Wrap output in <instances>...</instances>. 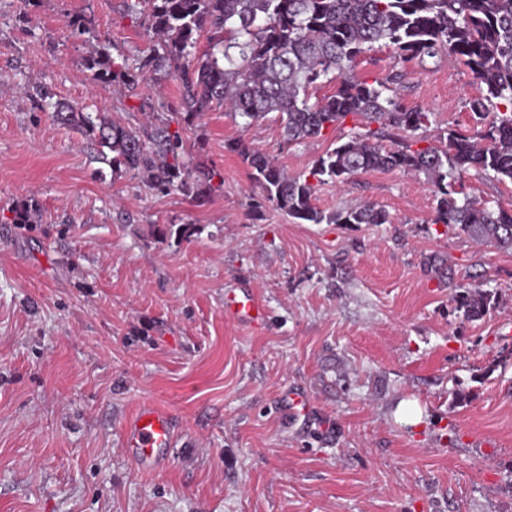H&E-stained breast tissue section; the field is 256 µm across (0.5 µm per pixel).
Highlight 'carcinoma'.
Returning <instances> with one entry per match:
<instances>
[{
  "label": "carcinoma",
  "instance_id": "cac0c4a2",
  "mask_svg": "<svg viewBox=\"0 0 512 512\" xmlns=\"http://www.w3.org/2000/svg\"><path fill=\"white\" fill-rule=\"evenodd\" d=\"M150 7L158 48L152 70L168 68L182 86L188 116L213 104L228 106L248 122L278 113L288 142L319 137L352 117L357 130L319 157L312 175L346 182L376 170L424 175L434 187L437 224H454L479 243L512 249V209H492L462 196L469 170L512 182V0H142ZM208 45L196 51L202 31ZM384 41L406 61L453 56L481 87L469 101L480 129L468 135L450 130L423 148L410 143L386 147L388 129L426 139L429 113L405 107L389 84L352 75L357 58ZM99 76L112 75L108 53L89 57ZM333 94L312 100L322 81ZM56 120L94 146L111 166L145 177L160 194L175 191L203 198L214 173L192 176L182 161L177 133L156 128L142 136L113 122L104 112L50 104ZM266 198L288 216L310 224H386L373 205L324 213L313 204L314 186L290 177L269 156L236 144ZM465 319L482 318L490 294L463 290L455 296Z\"/></svg>",
  "mask_w": 512,
  "mask_h": 512
}]
</instances>
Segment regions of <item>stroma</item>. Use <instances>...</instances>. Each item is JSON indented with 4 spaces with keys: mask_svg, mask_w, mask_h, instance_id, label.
Masks as SVG:
<instances>
[{
    "mask_svg": "<svg viewBox=\"0 0 512 512\" xmlns=\"http://www.w3.org/2000/svg\"><path fill=\"white\" fill-rule=\"evenodd\" d=\"M93 46L138 67L144 6L0 0V512H512V250L435 223L432 185L400 170L314 185L318 209L371 204L388 223L295 222L235 143L305 179L353 119L299 143L273 112L188 121L174 77L118 93L88 69ZM354 74L397 75L428 139L476 128L481 89L455 58L403 62L379 43ZM40 89L143 133L168 125L185 164L223 185L149 191ZM462 189L512 209L511 182L472 170ZM244 286L268 319L225 314V290ZM461 288L491 291L481 319L457 311ZM295 390L306 411H284ZM146 400L175 419L155 472L121 446Z\"/></svg>",
    "mask_w": 512,
    "mask_h": 512,
    "instance_id": "obj_1",
    "label": "stroma"
}]
</instances>
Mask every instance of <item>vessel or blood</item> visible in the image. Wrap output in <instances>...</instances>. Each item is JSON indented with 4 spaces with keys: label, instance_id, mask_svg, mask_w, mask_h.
<instances>
[{
    "label": "vessel or blood",
    "instance_id": "b4317fda",
    "mask_svg": "<svg viewBox=\"0 0 512 512\" xmlns=\"http://www.w3.org/2000/svg\"><path fill=\"white\" fill-rule=\"evenodd\" d=\"M224 308L242 324L257 323L266 314L263 303L246 289L226 295ZM173 430L170 411L151 401L142 402L124 424V452L136 467L163 469L169 460Z\"/></svg>",
    "mask_w": 512,
    "mask_h": 512
}]
</instances>
